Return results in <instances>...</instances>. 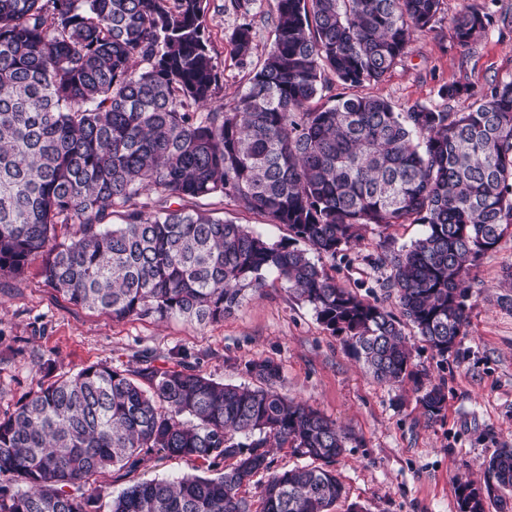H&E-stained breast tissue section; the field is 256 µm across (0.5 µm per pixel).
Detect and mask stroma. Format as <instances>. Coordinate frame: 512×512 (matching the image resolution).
Listing matches in <instances>:
<instances>
[{
	"label": "stroma",
	"mask_w": 512,
	"mask_h": 512,
	"mask_svg": "<svg viewBox=\"0 0 512 512\" xmlns=\"http://www.w3.org/2000/svg\"><path fill=\"white\" fill-rule=\"evenodd\" d=\"M224 2L206 0L212 55L224 75L213 98L217 105L244 90L250 72L233 54L234 30L255 15L258 58L275 38L269 21L274 0H252L245 13L225 9ZM462 4L443 0L434 31L415 34L410 54L378 86L396 110L444 107L439 90L455 81L483 90L492 80L512 77V32L489 28L470 50L456 43L448 20ZM379 242V228L367 227L327 267L340 285L391 309L394 299L384 298L377 286L390 273L376 262ZM469 286L468 334L456 352L439 357L412 327L404 329L415 371L446 394L441 416L431 420L413 382L376 381L343 334L326 330L311 306L281 282H271L262 296L245 300L217 323L116 322L69 303L44 281L35 260L21 279L0 280V415L53 376L94 363L133 369L142 351L160 365L177 352L204 375L246 385V362L271 359L282 370L279 391L320 410L348 435L334 465L346 491L335 512L354 506L362 512H460V484H483L486 461L512 445V236L481 257ZM202 470L198 460L154 452L135 471H112L108 481L117 493L142 479Z\"/></svg>",
	"instance_id": "1"
}]
</instances>
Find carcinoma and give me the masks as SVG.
<instances>
[{
    "mask_svg": "<svg viewBox=\"0 0 512 512\" xmlns=\"http://www.w3.org/2000/svg\"><path fill=\"white\" fill-rule=\"evenodd\" d=\"M442 0H275L273 48L228 105L210 53L204 0H0V278L41 259L70 303L115 321L232 315L268 286L288 285L325 329L343 332L378 381L415 384L425 415L445 393L412 369L409 324L436 353L467 335V279L512 234V78L439 90L462 111L384 97L334 95V82L377 86ZM512 14L465 5L451 18L469 47ZM252 58V23L232 37ZM288 228L271 243L204 201ZM421 224L401 250L384 240L378 283L396 315L336 282L325 261L369 225ZM302 241L311 258L293 247ZM137 370L91 364L25 395L0 417V512H252L240 495L268 475L260 512H330L344 494L332 466L346 434L278 392V364L251 361L265 383L218 382L179 361ZM273 448L313 466L272 471ZM193 458L215 475L136 482L108 495L103 478L143 456ZM487 478L460 486L461 512H499L512 491V448Z\"/></svg>",
    "mask_w": 512,
    "mask_h": 512,
    "instance_id": "1",
    "label": "carcinoma"
}]
</instances>
